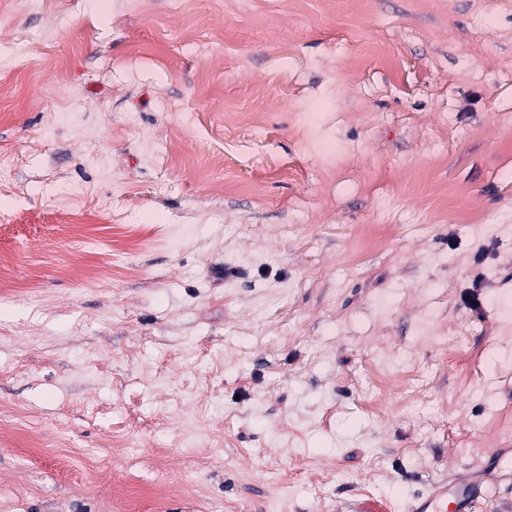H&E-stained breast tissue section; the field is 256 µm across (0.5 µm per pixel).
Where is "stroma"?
Instances as JSON below:
<instances>
[{
	"mask_svg": "<svg viewBox=\"0 0 512 512\" xmlns=\"http://www.w3.org/2000/svg\"><path fill=\"white\" fill-rule=\"evenodd\" d=\"M1 47L0 512H512V0H10ZM475 484L470 474H454L450 479L434 482L425 496L418 499L411 512H447L448 497L456 504V510H464L474 493Z\"/></svg>",
	"mask_w": 512,
	"mask_h": 512,
	"instance_id": "1",
	"label": "stroma"
}]
</instances>
